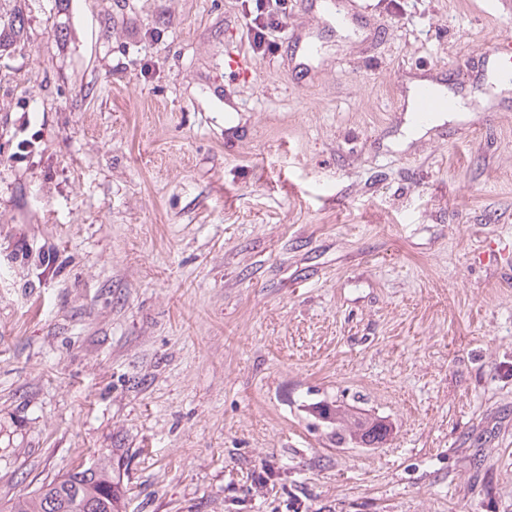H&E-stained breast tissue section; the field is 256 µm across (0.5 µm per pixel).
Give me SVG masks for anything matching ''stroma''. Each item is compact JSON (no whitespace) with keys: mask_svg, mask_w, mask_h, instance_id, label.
I'll use <instances>...</instances> for the list:
<instances>
[{"mask_svg":"<svg viewBox=\"0 0 512 512\" xmlns=\"http://www.w3.org/2000/svg\"><path fill=\"white\" fill-rule=\"evenodd\" d=\"M24 0L0 58V503L512 512V0ZM330 44L291 56L295 39ZM429 79L471 111L404 141ZM391 430L336 447L310 404ZM265 1H271V4L269 3L267 5ZM272 2H274V4ZM279 7L285 9L284 2H280V0L255 1L256 15L251 19L247 31L250 40H252L250 42H252L256 49L261 48L263 44H267L269 48L273 45L274 41L271 39V35L279 28V19L277 16ZM80 466L42 482L30 495L1 505V512H114L112 465Z\"/></svg>","mask_w":512,"mask_h":512,"instance_id":"stroma-1","label":"stroma"}]
</instances>
